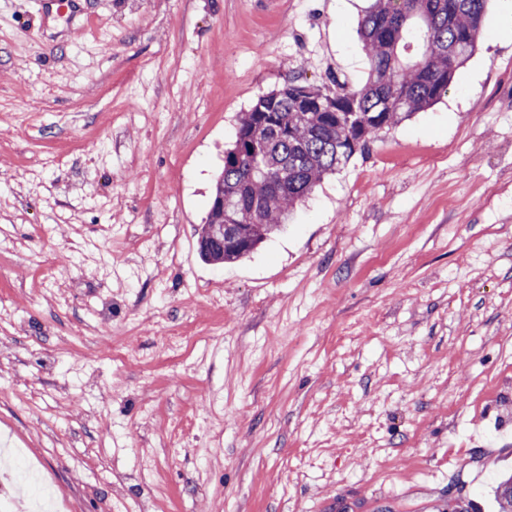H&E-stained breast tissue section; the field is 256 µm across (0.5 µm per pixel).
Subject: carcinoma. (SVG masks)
Returning a JSON list of instances; mask_svg holds the SVG:
<instances>
[{"label": "carcinoma", "instance_id": "cac0c4a2", "mask_svg": "<svg viewBox=\"0 0 512 512\" xmlns=\"http://www.w3.org/2000/svg\"><path fill=\"white\" fill-rule=\"evenodd\" d=\"M491 0H374L360 23L369 77L336 93L288 84L261 96L239 119L224 152L202 243L235 224L241 243L199 249L213 264L240 260L286 228L296 206L322 178L345 164L382 129L431 107L478 48ZM421 50L406 59L408 38ZM448 483L450 512H477ZM498 512H512V476L494 488Z\"/></svg>", "mask_w": 512, "mask_h": 512}]
</instances>
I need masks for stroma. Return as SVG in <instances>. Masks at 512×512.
I'll use <instances>...</instances> for the list:
<instances>
[{
	"instance_id": "obj_1",
	"label": "stroma",
	"mask_w": 512,
	"mask_h": 512,
	"mask_svg": "<svg viewBox=\"0 0 512 512\" xmlns=\"http://www.w3.org/2000/svg\"><path fill=\"white\" fill-rule=\"evenodd\" d=\"M370 4L0 0V439L61 512H446L453 478L493 512L512 0L284 232L196 251L241 113L294 79L363 86Z\"/></svg>"
}]
</instances>
